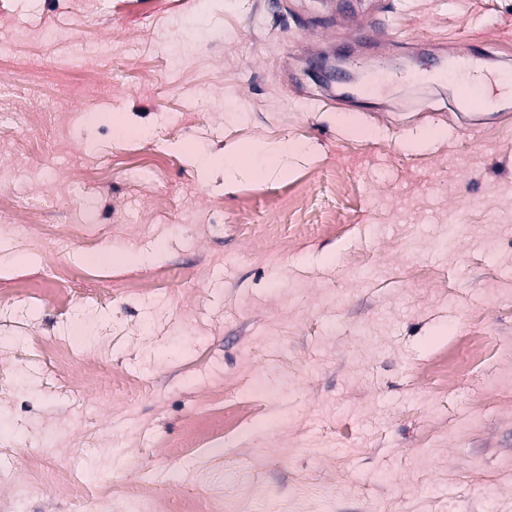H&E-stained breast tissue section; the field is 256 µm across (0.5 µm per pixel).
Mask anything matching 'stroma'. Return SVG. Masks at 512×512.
I'll return each instance as SVG.
<instances>
[{"label":"stroma","instance_id":"obj_1","mask_svg":"<svg viewBox=\"0 0 512 512\" xmlns=\"http://www.w3.org/2000/svg\"><path fill=\"white\" fill-rule=\"evenodd\" d=\"M119 2L0 0V241L30 257L0 268V292L25 298L0 310V447L19 451L0 461V504L74 512L108 448L112 512L146 474L167 512H184L183 483L224 512H512V98L466 129L445 119L439 82L323 106L307 51L360 49L340 0ZM382 3L407 67L445 61L434 45L512 49V0ZM100 112L137 139L83 119ZM257 139L308 152L249 201L191 162ZM334 221L351 237L325 233ZM39 286L70 305L41 303ZM78 318L102 357L93 388L78 355L25 343ZM472 336L482 351L447 381L423 376L434 349ZM256 376L277 396L255 425L217 461L173 455L216 396ZM32 449L42 465L12 503Z\"/></svg>","mask_w":512,"mask_h":512}]
</instances>
